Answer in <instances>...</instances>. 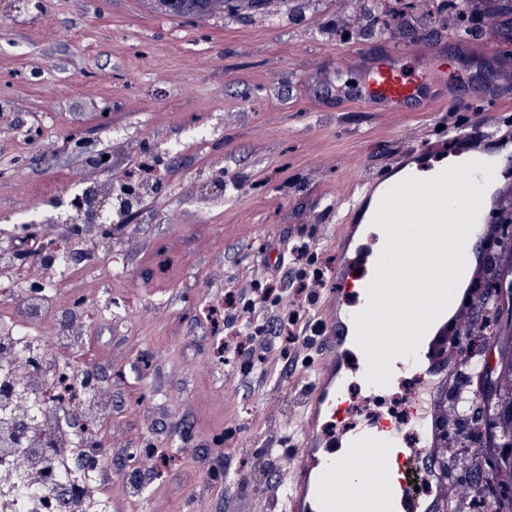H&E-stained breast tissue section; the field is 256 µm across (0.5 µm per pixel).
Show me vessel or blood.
<instances>
[{"instance_id": "b4317fda", "label": "vessel or blood", "mask_w": 512, "mask_h": 512, "mask_svg": "<svg viewBox=\"0 0 512 512\" xmlns=\"http://www.w3.org/2000/svg\"><path fill=\"white\" fill-rule=\"evenodd\" d=\"M400 58V49L392 48L370 68L367 90L360 99L364 111L406 112L414 106L429 112L446 101L447 85L425 90L421 80L401 66ZM337 246L336 286L350 308L340 312L335 304H327L319 325L322 357L302 403L300 439L293 456L296 478L286 489L287 508L289 512H441L447 485L439 480L430 448L437 401L448 391V328L440 326L430 348L419 349L417 357H400L392 363L394 375L412 371L420 380L405 422L379 418L360 430L344 429L353 413V400L344 393L345 357L355 343V310L367 302L373 273L361 269L359 257L350 255L348 239L339 240ZM349 471L366 487L361 498L346 499L336 492ZM420 484L435 486V493L419 495Z\"/></svg>"}]
</instances>
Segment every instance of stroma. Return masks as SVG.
<instances>
[{"instance_id":"1","label":"stroma","mask_w":512,"mask_h":512,"mask_svg":"<svg viewBox=\"0 0 512 512\" xmlns=\"http://www.w3.org/2000/svg\"><path fill=\"white\" fill-rule=\"evenodd\" d=\"M385 4L388 26L369 36L359 0H256L202 20L147 0H0V231L59 235L45 217L98 154L117 183L155 168L114 220L112 267L85 268L92 306L60 299L55 320L112 399V512H282L314 370L276 348L248 372L219 358L210 309L266 280L292 242L336 265L339 205L402 151L429 159L459 121L512 131V39L468 47L432 0ZM395 45L447 83L456 111L359 107L352 56ZM429 45L446 48L443 70L422 57Z\"/></svg>"}]
</instances>
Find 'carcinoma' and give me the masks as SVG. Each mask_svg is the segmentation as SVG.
<instances>
[{"mask_svg":"<svg viewBox=\"0 0 512 512\" xmlns=\"http://www.w3.org/2000/svg\"><path fill=\"white\" fill-rule=\"evenodd\" d=\"M234 0H150L175 17L204 19ZM457 363L448 395L440 403L441 476L464 483V490L497 496L498 512H512V233L502 229L497 259L472 299L470 315L461 317ZM495 352L487 372L482 348ZM471 448L448 455V448Z\"/></svg>","mask_w":512,"mask_h":512,"instance_id":"1","label":"carcinoma"}]
</instances>
